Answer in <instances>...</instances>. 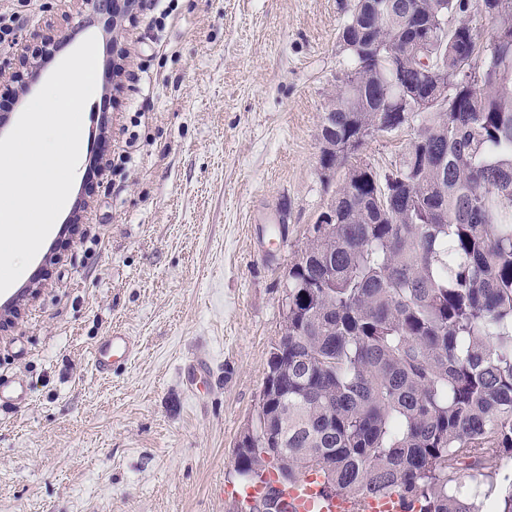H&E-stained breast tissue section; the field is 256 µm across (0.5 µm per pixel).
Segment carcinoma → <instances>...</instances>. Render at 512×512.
<instances>
[{
	"instance_id": "obj_1",
	"label": "carcinoma",
	"mask_w": 512,
	"mask_h": 512,
	"mask_svg": "<svg viewBox=\"0 0 512 512\" xmlns=\"http://www.w3.org/2000/svg\"><path fill=\"white\" fill-rule=\"evenodd\" d=\"M486 37L471 0H354L350 58L321 136L345 170L288 271L283 371L267 448L237 449L242 482L310 471L329 493L405 512L484 507L467 471L512 457V0ZM428 37L420 62L416 39ZM435 104L419 110L417 98ZM409 111H400V105ZM416 127L398 164H349L374 132Z\"/></svg>"
}]
</instances>
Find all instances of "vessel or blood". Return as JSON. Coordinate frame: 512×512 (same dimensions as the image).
I'll return each instance as SVG.
<instances>
[{
	"mask_svg": "<svg viewBox=\"0 0 512 512\" xmlns=\"http://www.w3.org/2000/svg\"><path fill=\"white\" fill-rule=\"evenodd\" d=\"M136 349L135 338L127 333L114 331L103 336L93 351L96 372L104 377L111 376L116 368L127 364ZM26 396L27 389L22 379L0 376L1 407L19 405ZM275 479V471H266L257 481L235 487L232 494L239 499L261 497L267 484ZM280 492L286 512H403L398 497L394 495L357 499L345 493L325 492L320 477L314 473L281 486Z\"/></svg>",
	"mask_w": 512,
	"mask_h": 512,
	"instance_id": "obj_1",
	"label": "vessel or blood"
}]
</instances>
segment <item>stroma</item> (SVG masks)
Listing matches in <instances>:
<instances>
[{"mask_svg":"<svg viewBox=\"0 0 512 512\" xmlns=\"http://www.w3.org/2000/svg\"><path fill=\"white\" fill-rule=\"evenodd\" d=\"M352 0H138L112 38L82 0L20 9L15 45L53 29L120 57L84 137L102 172L77 174L87 207L53 229L47 285L0 332V373L28 397L0 408V512H229L236 444L255 417L284 325L283 285L342 178L319 163L324 110L349 58L336 36ZM57 66L0 81L22 113ZM413 129L357 154L384 171ZM132 160L121 164L124 153ZM141 349L112 376L92 366L114 329Z\"/></svg>","mask_w":512,"mask_h":512,"instance_id":"35a3bbf8","label":"stroma"}]
</instances>
